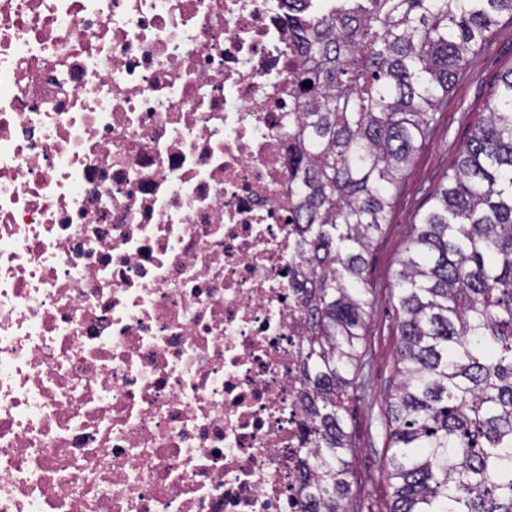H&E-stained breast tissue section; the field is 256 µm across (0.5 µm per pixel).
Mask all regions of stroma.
I'll list each match as a JSON object with an SVG mask.
<instances>
[{"label": "stroma", "mask_w": 512, "mask_h": 512, "mask_svg": "<svg viewBox=\"0 0 512 512\" xmlns=\"http://www.w3.org/2000/svg\"><path fill=\"white\" fill-rule=\"evenodd\" d=\"M512 67V22L502 21L473 63L457 78L448 108L415 155L389 213L388 223L369 257L366 280L374 306L366 330L369 392L350 397L346 425L355 447L350 455L352 493L348 512H388L391 489L383 476L386 443L385 397L394 390L396 348L400 340L395 275L419 215L431 205L430 193L441 184L466 143L472 125Z\"/></svg>", "instance_id": "1"}]
</instances>
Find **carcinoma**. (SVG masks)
Masks as SVG:
<instances>
[{"label":"carcinoma","mask_w":512,"mask_h":512,"mask_svg":"<svg viewBox=\"0 0 512 512\" xmlns=\"http://www.w3.org/2000/svg\"><path fill=\"white\" fill-rule=\"evenodd\" d=\"M334 2L292 16L304 56L287 153L307 272L303 512H348L345 400L364 385L367 257L469 53L512 20V0ZM452 170L396 273L390 512H512V67Z\"/></svg>","instance_id":"1"}]
</instances>
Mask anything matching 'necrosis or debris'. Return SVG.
I'll return each instance as SVG.
<instances>
[{
    "mask_svg": "<svg viewBox=\"0 0 512 512\" xmlns=\"http://www.w3.org/2000/svg\"><path fill=\"white\" fill-rule=\"evenodd\" d=\"M285 0H0V512H302Z\"/></svg>",
    "mask_w": 512,
    "mask_h": 512,
    "instance_id": "necrosis-or-debris-1",
    "label": "necrosis or debris"
}]
</instances>
